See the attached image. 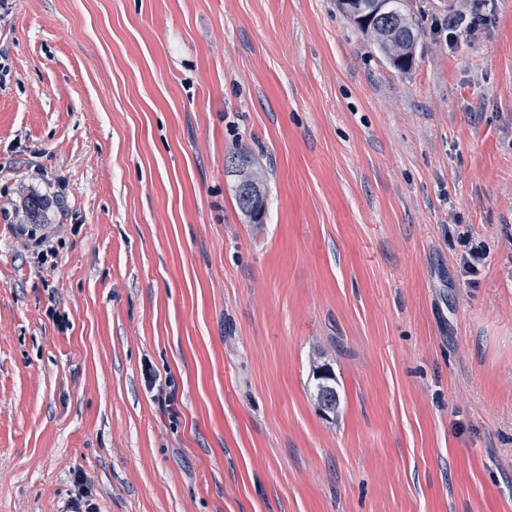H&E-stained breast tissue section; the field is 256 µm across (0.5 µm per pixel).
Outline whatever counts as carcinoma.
<instances>
[{
  "label": "carcinoma",
  "instance_id": "cac0c4a2",
  "mask_svg": "<svg viewBox=\"0 0 512 512\" xmlns=\"http://www.w3.org/2000/svg\"><path fill=\"white\" fill-rule=\"evenodd\" d=\"M342 9L367 32L378 49L400 70L407 69L421 37V23L406 4V0H343ZM228 166L236 177L234 196L239 210L251 224L263 223L265 193L263 171L255 168L251 158L243 153L229 157ZM314 399L325 413L338 415L340 395L336 376L329 365L313 369Z\"/></svg>",
  "mask_w": 512,
  "mask_h": 512
}]
</instances>
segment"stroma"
I'll return each instance as SVG.
<instances>
[{"label": "stroma", "mask_w": 512, "mask_h": 512, "mask_svg": "<svg viewBox=\"0 0 512 512\" xmlns=\"http://www.w3.org/2000/svg\"><path fill=\"white\" fill-rule=\"evenodd\" d=\"M409 6L398 71L338 0H9L0 208L63 230L0 215V512H512V0ZM230 172L236 177L234 196L239 210L248 218L251 224L263 223L265 214V193L263 179L266 178L262 170L253 166L251 158L244 152L229 157ZM241 187H249L254 191V205L248 206L240 194ZM11 224L16 238V248L20 254H31L46 262L53 255V240L60 232V224ZM313 379L315 380L314 399L321 411L338 416L340 409V395L336 390V376L327 364L314 366ZM74 496L69 508L71 512H99L97 505L93 502L91 492L83 474L76 473L73 479Z\"/></svg>", "instance_id": "stroma-1"}]
</instances>
